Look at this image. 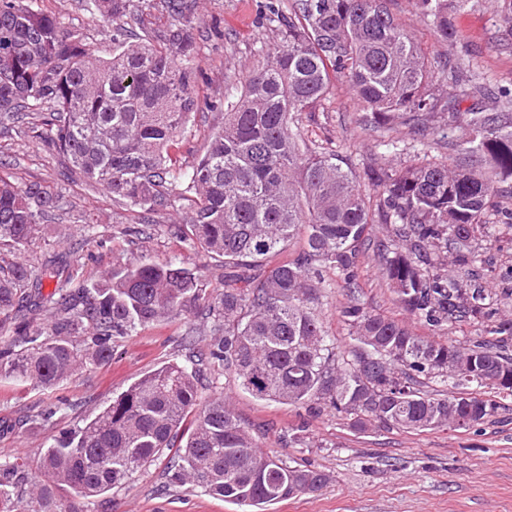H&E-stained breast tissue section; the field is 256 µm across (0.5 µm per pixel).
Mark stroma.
<instances>
[{
  "mask_svg": "<svg viewBox=\"0 0 512 512\" xmlns=\"http://www.w3.org/2000/svg\"><path fill=\"white\" fill-rule=\"evenodd\" d=\"M280 0H188L182 18L196 43L198 110L181 148L189 164L202 155L224 122V100L239 95L248 66L258 49L277 43V31L267 20L270 6ZM36 8L79 34L99 55L112 51L115 33L110 23L89 12L86 0H34ZM395 20L425 49L435 73L454 63L464 68L481 95L467 98L462 109L495 101L512 113V29L501 22L512 11V0H469L448 18L453 41L438 34L419 0H387ZM363 108L345 79L333 81L314 118H300L308 141H321L355 171L365 166L401 168L414 158L453 162V140L432 131L418 132L405 124L378 132L359 122ZM0 175L22 184L37 182L56 198L48 231L36 238L33 256L70 253L78 280H95L113 264L147 261L181 262L200 275L211 289L224 287V260L185 241L180 213L167 208L154 216L152 237L140 245L128 241L136 212L113 204L101 187L76 179L63 159L26 127L0 134ZM385 233L371 225L353 269L352 281L329 273L320 292L318 310L340 352L353 344L341 309L350 298L368 308L405 322L418 336L467 345L483 336L482 321L453 322L432 327L408 315L382 276L383 257L377 250ZM483 263L476 279L501 314L512 317V233L491 232L477 245ZM197 318H178L149 326L119 342L111 362L77 372L57 390L22 380L0 381V459L19 456L36 464L43 448L59 430L93 417L112 397L126 390L162 362L181 357L180 341ZM217 390L230 399L243 425L261 448L290 465H305L324 473L328 481L315 493H302L268 506L267 512H512V395L501 398L498 413L484 424L464 430L438 428L403 431L372 426L359 432L345 416L314 401L292 407L253 398L231 373H223ZM77 402L74 410L58 413L51 422L10 430L20 416L36 413L57 398ZM302 433L303 443L292 442ZM165 458L139 471L128 486L115 489L87 505V512H243L242 506L213 498L189 487H165Z\"/></svg>",
  "mask_w": 512,
  "mask_h": 512,
  "instance_id": "35a3bbf8",
  "label": "stroma"
}]
</instances>
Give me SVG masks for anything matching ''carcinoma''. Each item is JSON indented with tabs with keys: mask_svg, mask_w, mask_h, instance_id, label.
Here are the masks:
<instances>
[{
	"mask_svg": "<svg viewBox=\"0 0 512 512\" xmlns=\"http://www.w3.org/2000/svg\"><path fill=\"white\" fill-rule=\"evenodd\" d=\"M462 2L421 0L447 40L448 9ZM87 6L118 32L107 57L57 19L0 0V128L30 124L72 174L138 211L134 234L148 233L152 214L187 202L186 235L238 274L209 291L180 264L131 262L76 281L63 258L26 256L53 195L0 177V249L20 254L0 266V314L13 333L0 348L1 379L52 389L111 361L117 342L141 328L203 320L183 337L186 361L163 363L60 433L43 449L39 472L0 462V512H82L57 501L54 489L67 486L91 503L167 450V487L189 485L259 510L319 490L324 474L261 451L222 394L202 399L217 366L258 399L321 401L357 431L470 429L493 417L499 402L472 390L512 395V319L459 347L418 336L352 298L342 317L356 344L336 351L317 311L323 272L352 279L374 217L352 170L323 144L305 141L295 122L316 111L337 76L361 99V122L373 130L397 122L425 130L436 112L450 123L465 116L459 164L363 170L382 190L379 223L390 242L383 276L404 312L440 327L496 314L468 276L480 257L476 234L497 199L512 193V116L486 107L460 112L473 86L458 66H448V95L430 94L431 63L386 0H289L287 11L274 9L282 43L258 55L240 94L224 100V123L204 155L183 165L175 149L197 107L192 36L177 18L160 34L128 32L136 0ZM294 241L297 256L275 261ZM450 251L452 273L444 270ZM46 280L55 282L47 294ZM202 336L206 350L197 354ZM437 377L460 395L436 398L418 388Z\"/></svg>",
	"mask_w": 512,
	"mask_h": 512,
	"instance_id": "obj_1",
	"label": "carcinoma"
}]
</instances>
